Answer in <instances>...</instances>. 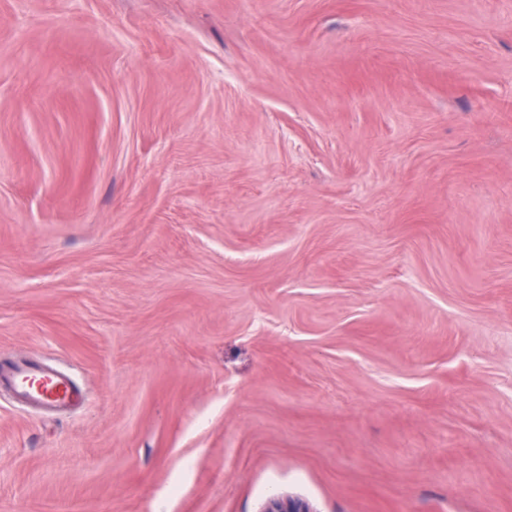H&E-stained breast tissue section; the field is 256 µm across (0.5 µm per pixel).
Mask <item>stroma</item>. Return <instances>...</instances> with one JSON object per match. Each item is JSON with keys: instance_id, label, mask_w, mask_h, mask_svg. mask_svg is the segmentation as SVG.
Wrapping results in <instances>:
<instances>
[{"instance_id": "stroma-1", "label": "stroma", "mask_w": 512, "mask_h": 512, "mask_svg": "<svg viewBox=\"0 0 512 512\" xmlns=\"http://www.w3.org/2000/svg\"><path fill=\"white\" fill-rule=\"evenodd\" d=\"M0 512H512V0H0ZM0 390L18 407L44 417L73 412L86 400L72 369L52 359L0 361ZM309 504L302 498L288 494L268 498L259 512H312Z\"/></svg>"}]
</instances>
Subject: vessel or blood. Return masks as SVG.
I'll return each instance as SVG.
<instances>
[{
	"instance_id": "b4317fda",
	"label": "vessel or blood",
	"mask_w": 512,
	"mask_h": 512,
	"mask_svg": "<svg viewBox=\"0 0 512 512\" xmlns=\"http://www.w3.org/2000/svg\"><path fill=\"white\" fill-rule=\"evenodd\" d=\"M0 390L18 407L45 417L73 412L86 400L72 370L52 359L1 360Z\"/></svg>"
}]
</instances>
